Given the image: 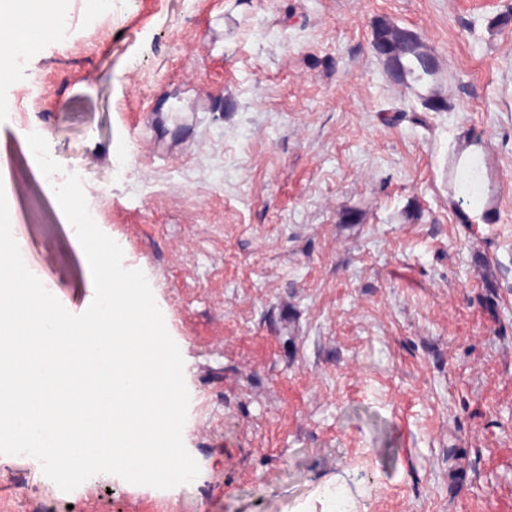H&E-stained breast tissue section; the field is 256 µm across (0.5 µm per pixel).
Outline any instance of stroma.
<instances>
[{
	"mask_svg": "<svg viewBox=\"0 0 512 512\" xmlns=\"http://www.w3.org/2000/svg\"><path fill=\"white\" fill-rule=\"evenodd\" d=\"M512 0H62L0 86V178L25 258L72 313L94 291L25 124L80 166L188 364L170 489L62 491L0 460V512H512ZM385 18L439 61L395 83ZM484 165L454 206L448 162ZM497 219L473 235L487 199ZM32 474L17 500L16 474Z\"/></svg>",
	"mask_w": 512,
	"mask_h": 512,
	"instance_id": "1",
	"label": "stroma"
}]
</instances>
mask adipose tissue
I'll use <instances>...</instances> for the list:
<instances>
[{
	"label": "adipose tissue",
	"instance_id": "obj_1",
	"mask_svg": "<svg viewBox=\"0 0 512 512\" xmlns=\"http://www.w3.org/2000/svg\"><path fill=\"white\" fill-rule=\"evenodd\" d=\"M64 22L59 0H0V81L12 79L18 57Z\"/></svg>",
	"mask_w": 512,
	"mask_h": 512
}]
</instances>
